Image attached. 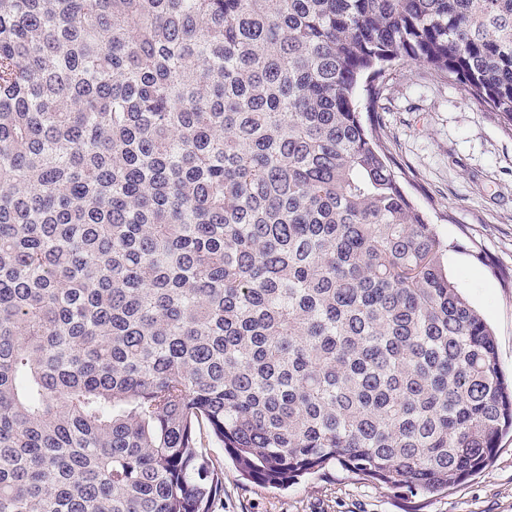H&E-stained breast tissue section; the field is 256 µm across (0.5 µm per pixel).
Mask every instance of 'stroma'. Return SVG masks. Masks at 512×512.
I'll list each match as a JSON object with an SVG mask.
<instances>
[{"mask_svg": "<svg viewBox=\"0 0 512 512\" xmlns=\"http://www.w3.org/2000/svg\"><path fill=\"white\" fill-rule=\"evenodd\" d=\"M386 146L409 174L405 190L447 244L448 274L488 320L512 375V127L461 85L413 63L396 67L382 101ZM215 512H512V434L491 463L452 488L411 495L336 463L299 483L241 480L223 449Z\"/></svg>", "mask_w": 512, "mask_h": 512, "instance_id": "1", "label": "stroma"}]
</instances>
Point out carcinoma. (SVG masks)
Listing matches in <instances>:
<instances>
[{
    "instance_id": "1",
    "label": "carcinoma",
    "mask_w": 512,
    "mask_h": 512,
    "mask_svg": "<svg viewBox=\"0 0 512 512\" xmlns=\"http://www.w3.org/2000/svg\"><path fill=\"white\" fill-rule=\"evenodd\" d=\"M407 63L512 126V0H0V512L488 464L512 380L363 117Z\"/></svg>"
}]
</instances>
